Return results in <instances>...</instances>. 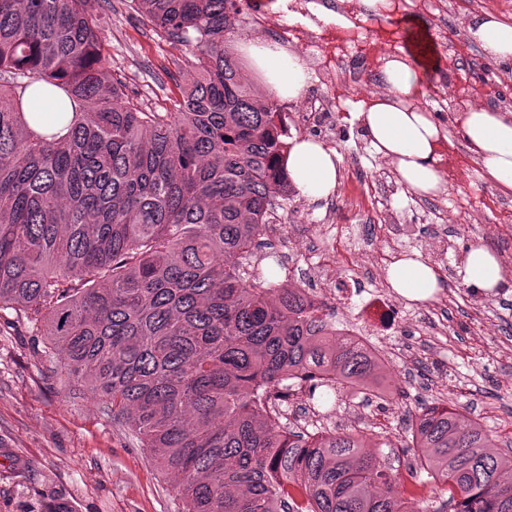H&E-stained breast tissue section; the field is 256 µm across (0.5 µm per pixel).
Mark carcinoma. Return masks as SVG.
<instances>
[{
  "label": "carcinoma",
  "mask_w": 512,
  "mask_h": 512,
  "mask_svg": "<svg viewBox=\"0 0 512 512\" xmlns=\"http://www.w3.org/2000/svg\"><path fill=\"white\" fill-rule=\"evenodd\" d=\"M94 2L0 0V311L60 349L72 394L177 479L181 512H408L411 480L431 483L415 512H512L507 453L441 404L407 413L403 472L384 429L281 425L297 392L371 404L377 363L259 267L293 185L282 112L232 47L239 0H127L194 50L173 112L105 80ZM36 81L53 104L25 102Z\"/></svg>",
  "instance_id": "obj_1"
}]
</instances>
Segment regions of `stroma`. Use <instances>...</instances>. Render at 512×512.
I'll list each match as a JSON object with an SVG mask.
<instances>
[{
  "label": "stroma",
  "instance_id": "stroma-1",
  "mask_svg": "<svg viewBox=\"0 0 512 512\" xmlns=\"http://www.w3.org/2000/svg\"><path fill=\"white\" fill-rule=\"evenodd\" d=\"M433 2L428 13L407 0L380 22L398 50L407 48L410 28L425 30L439 60L437 69L421 72L419 96L427 100L443 96L449 83L470 78L486 61L473 44L449 62L443 31L463 30L468 17L482 12L512 21V0ZM96 8L104 20L108 80L124 83L143 108L172 111L188 47L158 36L124 0H98ZM360 108L351 103L330 143L343 160L336 192L319 202L293 193L277 207L278 221L304 227L313 239L326 212H342L365 225L383 253L417 252L436 261L440 291L432 300L409 301L405 307L441 310L444 330L435 336L406 327L386 332L385 347H412L399 365L406 401L387 395L381 405L367 406L354 392L324 424L336 431L384 427L397 444L405 435L407 410L440 400L471 412L498 440H512V191L494 185L478 165L476 183L449 186L436 197L413 194L372 152L357 119ZM356 158L362 168L351 167ZM386 193L391 203L373 208L372 198ZM475 243L489 246L503 263L505 285L489 306L461 274L463 253ZM0 317L6 322L0 328V512H42L51 497L66 503L68 512H179L172 479L131 444L127 427L108 419L99 401L70 394L59 363L45 355V337L14 311Z\"/></svg>",
  "mask_w": 512,
  "mask_h": 512
}]
</instances>
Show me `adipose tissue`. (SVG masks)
<instances>
[{
	"instance_id": "1",
	"label": "adipose tissue",
	"mask_w": 512,
	"mask_h": 512,
	"mask_svg": "<svg viewBox=\"0 0 512 512\" xmlns=\"http://www.w3.org/2000/svg\"><path fill=\"white\" fill-rule=\"evenodd\" d=\"M466 34L489 62L512 65V23L486 12L470 18ZM241 49L263 74L265 89L273 97L292 101L300 96L308 79L300 55L265 41H247ZM382 83L384 92L357 114L373 153L388 161L399 180L415 194L445 193L447 182L439 167L438 148L447 132L415 103L420 85L415 58L407 52L389 57L382 69ZM460 123L486 177L502 190L512 191V111L475 105L462 114ZM286 160L289 179L306 199L324 200L336 191L340 158L335 151L314 140L297 138L292 140ZM462 270L467 283L486 293L501 287L504 280L497 254L481 243L471 245ZM386 276L396 293L411 301L432 299L440 288L437 270L416 253L391 263Z\"/></svg>"
}]
</instances>
